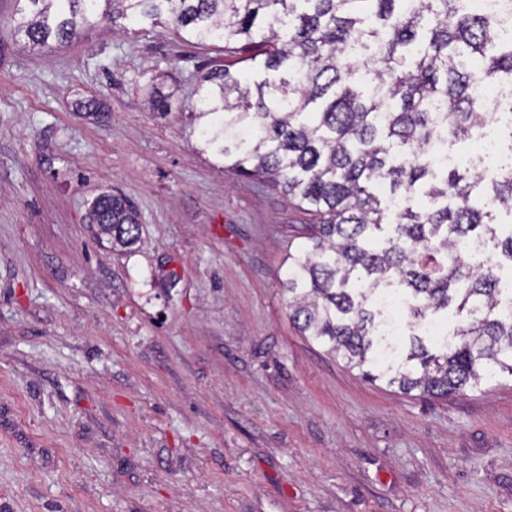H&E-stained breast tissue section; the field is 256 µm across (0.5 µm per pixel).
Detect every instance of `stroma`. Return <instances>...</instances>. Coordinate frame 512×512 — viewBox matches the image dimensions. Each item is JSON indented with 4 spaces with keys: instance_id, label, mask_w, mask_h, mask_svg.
Wrapping results in <instances>:
<instances>
[{
    "instance_id": "35a3bbf8",
    "label": "stroma",
    "mask_w": 512,
    "mask_h": 512,
    "mask_svg": "<svg viewBox=\"0 0 512 512\" xmlns=\"http://www.w3.org/2000/svg\"><path fill=\"white\" fill-rule=\"evenodd\" d=\"M0 0V512H512V377L448 398L299 334L311 218L197 149L223 43L102 23L23 49ZM171 107L148 106L154 84ZM88 98L105 118L75 109ZM105 193L140 240L97 243Z\"/></svg>"
}]
</instances>
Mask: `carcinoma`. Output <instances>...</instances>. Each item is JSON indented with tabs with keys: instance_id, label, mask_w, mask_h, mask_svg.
<instances>
[{
	"instance_id": "carcinoma-1",
	"label": "carcinoma",
	"mask_w": 512,
	"mask_h": 512,
	"mask_svg": "<svg viewBox=\"0 0 512 512\" xmlns=\"http://www.w3.org/2000/svg\"><path fill=\"white\" fill-rule=\"evenodd\" d=\"M29 46L63 47L101 19L167 23L185 43L222 42L189 117L224 168L266 181L311 216L284 260L298 331L371 382L444 398L512 376V119L494 175L450 169L432 148L474 138L477 85L512 81V43L464 0H14ZM98 238L129 248L124 197L91 205ZM482 245L485 265L466 249ZM401 301L391 338L384 298ZM453 316L452 324L445 317Z\"/></svg>"
}]
</instances>
